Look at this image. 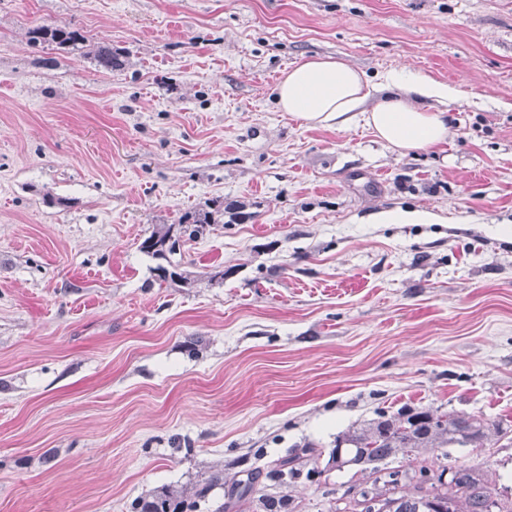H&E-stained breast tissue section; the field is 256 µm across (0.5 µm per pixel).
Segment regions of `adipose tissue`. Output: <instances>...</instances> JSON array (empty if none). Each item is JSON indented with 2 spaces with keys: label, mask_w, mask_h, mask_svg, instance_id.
<instances>
[{
  "label": "adipose tissue",
  "mask_w": 512,
  "mask_h": 512,
  "mask_svg": "<svg viewBox=\"0 0 512 512\" xmlns=\"http://www.w3.org/2000/svg\"><path fill=\"white\" fill-rule=\"evenodd\" d=\"M275 92L279 111L339 130L363 120L401 156L438 149L448 140V114L438 105L454 91L422 74L391 70L376 84L342 60L314 56L284 72Z\"/></svg>",
  "instance_id": "adipose-tissue-1"
}]
</instances>
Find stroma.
Masks as SVG:
<instances>
[{
  "label": "stroma",
  "mask_w": 512,
  "mask_h": 512,
  "mask_svg": "<svg viewBox=\"0 0 512 512\" xmlns=\"http://www.w3.org/2000/svg\"><path fill=\"white\" fill-rule=\"evenodd\" d=\"M45 22L124 68L32 47ZM315 55L453 86L447 143L402 157L278 111ZM216 200L247 220L182 243L191 286L160 281L140 243ZM409 210L432 223L374 220ZM437 407L509 426L448 462L512 512V0H0V512L207 481L216 512L254 469L336 512L359 466L262 468ZM320 456L322 451L312 446H304L298 452L274 461L266 475L284 483L288 477L293 479L300 476L303 468L312 460L316 463Z\"/></svg>",
  "instance_id": "35a3bbf8"
}]
</instances>
